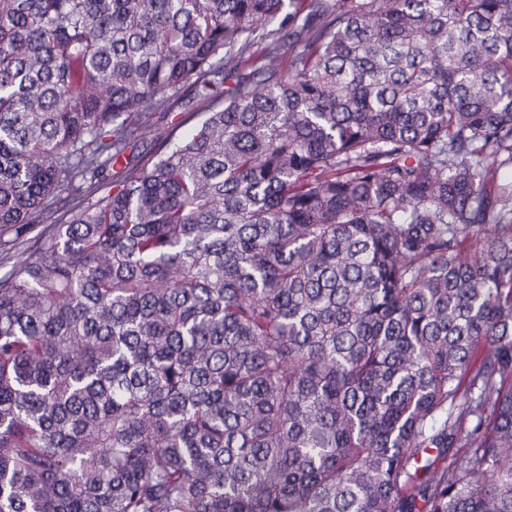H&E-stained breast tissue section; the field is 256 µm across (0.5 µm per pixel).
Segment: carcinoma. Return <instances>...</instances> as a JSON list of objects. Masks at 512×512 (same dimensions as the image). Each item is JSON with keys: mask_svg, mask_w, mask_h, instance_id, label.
Returning <instances> with one entry per match:
<instances>
[{"mask_svg": "<svg viewBox=\"0 0 512 512\" xmlns=\"http://www.w3.org/2000/svg\"><path fill=\"white\" fill-rule=\"evenodd\" d=\"M507 169L512 0H0V512H512ZM195 109V103L192 101H189L187 97L181 98L177 102L174 103L172 106V112L164 115V114H156L153 117H151L148 121V129L146 130L145 142L139 145L137 152H141L143 148L146 149V146L152 145L156 137H159L163 134H165L168 130L171 129L168 128V126H171V122L174 119V115L180 112H193ZM176 120V118H175ZM173 120V121H175Z\"/></svg>", "mask_w": 512, "mask_h": 512, "instance_id": "1", "label": "carcinoma"}]
</instances>
